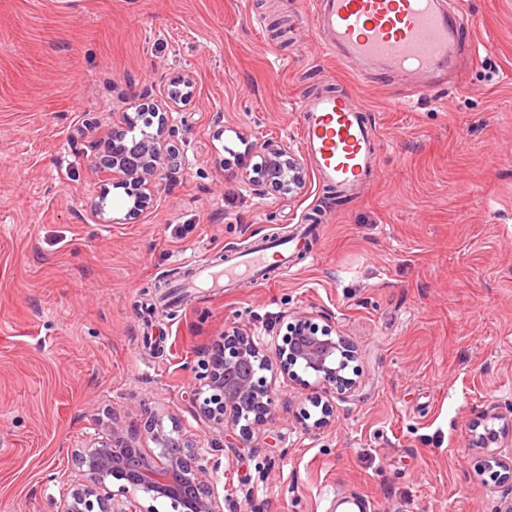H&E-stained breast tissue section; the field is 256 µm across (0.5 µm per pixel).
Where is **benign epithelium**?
Here are the masks:
<instances>
[{
	"mask_svg": "<svg viewBox=\"0 0 512 512\" xmlns=\"http://www.w3.org/2000/svg\"><path fill=\"white\" fill-rule=\"evenodd\" d=\"M191 87L190 76L181 75L156 95L144 92L135 112L137 126L129 124L132 117L128 116L105 138L85 142L86 158L94 168L110 173L112 188L123 190L130 200L129 217L150 209L155 186L175 173L179 151L171 144L173 113L184 111ZM224 150L231 155L224 159V166H233L232 173L256 195L270 186L293 197L307 186L303 159L282 139L257 141L242 153L227 146ZM273 343L274 365L262 354L260 338L251 328L234 326L221 335L195 370L198 386L192 394L193 408L217 426L239 429L244 444L275 408L272 383L263 372L274 369L303 385L308 384L303 379L306 374L330 397L344 398L358 386L356 379L345 375L355 358L354 347L334 323L321 326L308 314L298 313L287 323L281 340ZM144 430L154 447H141L136 430L114 423L71 450V479L53 512H156L158 500L169 502L172 512H224L215 480L219 460L197 448L172 416L151 414ZM113 478L125 484L114 491L108 486ZM139 493L152 504L141 507Z\"/></svg>",
	"mask_w": 512,
	"mask_h": 512,
	"instance_id": "benign-epithelium-1",
	"label": "benign epithelium"
}]
</instances>
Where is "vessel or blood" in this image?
Segmentation results:
<instances>
[{"mask_svg": "<svg viewBox=\"0 0 512 512\" xmlns=\"http://www.w3.org/2000/svg\"><path fill=\"white\" fill-rule=\"evenodd\" d=\"M315 25L327 48L349 65L415 76L423 90L447 64L457 33L438 0H316ZM300 110L305 149L321 180L343 192L363 183L376 159L366 108L349 94L325 90L304 98ZM299 243L295 236L280 239L274 250L260 245L221 267L203 261L196 275L213 291L228 281H257L270 263L287 269Z\"/></svg>", "mask_w": 512, "mask_h": 512, "instance_id": "b4317fda", "label": "vessel or blood"}]
</instances>
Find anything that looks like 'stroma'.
I'll return each mask as SVG.
<instances>
[{
    "instance_id": "35a3bbf8",
    "label": "stroma",
    "mask_w": 512,
    "mask_h": 512,
    "mask_svg": "<svg viewBox=\"0 0 512 512\" xmlns=\"http://www.w3.org/2000/svg\"><path fill=\"white\" fill-rule=\"evenodd\" d=\"M463 23L445 75L358 70L326 50L311 0H0V512H52L69 448L95 418L177 417L219 451L224 512H332L336 490L374 512H501L512 458V0H441ZM190 75L183 161L152 208L107 223L104 176L82 141L111 131L144 90ZM335 82L377 133L366 185L333 196L253 195L226 149L282 139L303 153L300 99ZM323 224L290 273L224 293H176L190 259L233 258ZM332 317L359 385L332 399L276 379L272 419L246 447L190 405L224 330L283 336L290 314Z\"/></svg>"
}]
</instances>
